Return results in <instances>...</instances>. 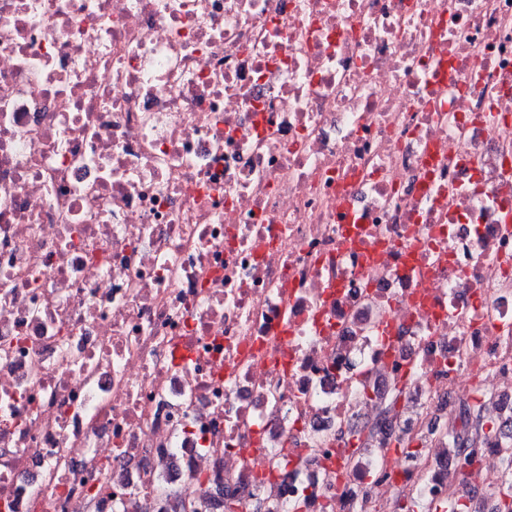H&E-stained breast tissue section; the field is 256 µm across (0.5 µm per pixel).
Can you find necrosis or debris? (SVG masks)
I'll return each mask as SVG.
<instances>
[{"label": "necrosis or debris", "instance_id": "4bbe7bcc", "mask_svg": "<svg viewBox=\"0 0 512 512\" xmlns=\"http://www.w3.org/2000/svg\"><path fill=\"white\" fill-rule=\"evenodd\" d=\"M510 427L512 0H0V512H497ZM463 406L469 407L470 405L464 404L460 409L461 428L455 434L456 443L454 449L460 455V458L463 457L469 461L466 448H470L474 439L483 433L484 422L480 407L473 406L474 417L472 420L470 418V409L463 410Z\"/></svg>", "mask_w": 512, "mask_h": 512}]
</instances>
